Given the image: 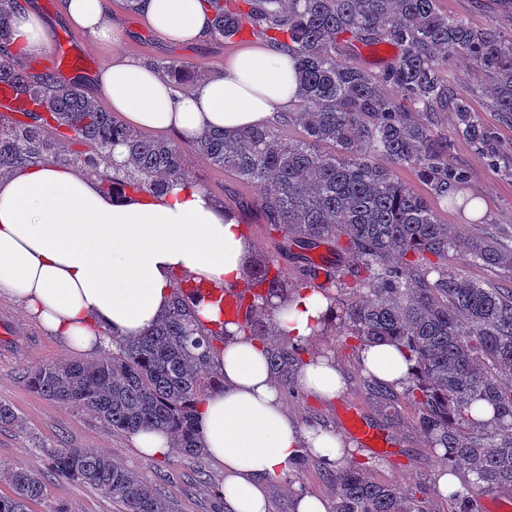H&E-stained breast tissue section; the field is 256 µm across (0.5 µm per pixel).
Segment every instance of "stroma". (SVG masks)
Masks as SVG:
<instances>
[{"label": "stroma", "mask_w": 512, "mask_h": 512, "mask_svg": "<svg viewBox=\"0 0 512 512\" xmlns=\"http://www.w3.org/2000/svg\"><path fill=\"white\" fill-rule=\"evenodd\" d=\"M107 4L111 12L120 15L129 31L122 53L153 64L177 59L207 76L221 70L225 58L241 45L254 40L253 35L247 33L229 40L214 36L201 46L172 47L140 25L127 0H107ZM440 7L473 25L494 27L503 39L512 38V11L502 9L498 0H440ZM450 77L454 93L470 97L483 121L496 129L500 154L504 161H511L512 123L502 122L481 96L483 72L468 59L460 58L453 63ZM452 154L454 164L470 175V191L478 198L483 221L466 223L449 209L441 211V220L466 239L488 233L505 238L512 236V177L490 167L464 142H455ZM185 167L216 201L239 212L255 252L277 256L267 226L252 205L256 197L254 188L239 183L231 174L212 169L193 153L186 154ZM2 314L24 328L25 333L9 339L8 353L0 352V402L9 404L23 419L25 427L0 429V465L42 470L46 467L47 449L70 446L102 450L128 468L160 483L174 498L178 512H210L218 473H211L210 483L198 484L194 480L199 467L196 460L176 453L163 462L137 455L131 447L129 434L107 431L91 415L49 400L28 388L21 379L28 366L63 358L66 351L58 338L46 335L27 321L15 305L0 300ZM336 363L348 376L346 392L329 403L315 402L302 393L284 396L283 405L288 413L298 423L320 422L340 432L344 429L343 409H357L370 425L386 436L390 449L381 455L353 439L349 445L355 458L371 462L372 473L378 480L402 487L420 483L435 488L439 466L415 425L413 409L401 407L398 417L387 418L373 401L351 350L338 349ZM59 503L65 505L67 512H118L110 499L93 488L76 485L62 476L47 477L45 496L33 504L32 512H51Z\"/></svg>", "instance_id": "35a3bbf8"}]
</instances>
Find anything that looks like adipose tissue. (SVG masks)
<instances>
[{
	"mask_svg": "<svg viewBox=\"0 0 512 512\" xmlns=\"http://www.w3.org/2000/svg\"><path fill=\"white\" fill-rule=\"evenodd\" d=\"M136 7L144 26L171 45H198L212 32L205 0H137ZM60 13L74 32L107 50L95 93L132 129L171 132L185 144L210 129L231 137L273 123L296 98L292 58L267 43L242 46L222 70L183 89L120 53L128 30L106 0H60ZM12 27L10 52L20 58L42 54L53 33L36 0H23ZM252 250L240 218L191 184L112 195L97 176L41 159L0 176V299L83 358L110 350L113 339L150 332L183 282L208 294L194 306L195 327L220 330L210 298L246 288ZM329 313L328 300L306 289L279 304L274 320L307 344ZM219 348L218 383L196 404L205 458L223 476L217 494L226 512H271L272 481H292L304 456L333 469L345 465L346 442L284 412L266 340L234 331ZM359 357L366 376L398 389L414 366L392 343L364 346ZM298 384L330 402L346 391L347 378L335 361L310 354Z\"/></svg>",
	"mask_w": 512,
	"mask_h": 512,
	"instance_id": "ef3b65f1",
	"label": "adipose tissue"
}]
</instances>
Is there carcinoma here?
<instances>
[{"mask_svg":"<svg viewBox=\"0 0 512 512\" xmlns=\"http://www.w3.org/2000/svg\"><path fill=\"white\" fill-rule=\"evenodd\" d=\"M214 35L231 39L249 28L288 51L294 60L297 101L285 122L233 138L209 131L181 147L129 130L79 84L0 61L17 118L0 121V173L35 158H49L102 176L106 149L129 148L127 169L112 189L138 193L169 180L186 181L184 154L192 152L257 190L253 206L279 240V253L303 260L290 282L275 260H248V287L233 312L224 297L211 301L240 329L274 337L270 364L291 390L307 349L275 329L274 298L302 289L320 292L336 310L316 336H334L352 350L380 342L400 345L415 373L395 391L370 382L377 407L393 417L400 403L417 410V428L439 463L463 471L448 512H478L479 494H512V287L495 288L448 272V253L495 268L512 282V245L494 238L460 239L442 223L433 200L461 215L477 212L467 173L451 163L453 141L433 122V110L454 113V133L488 165L501 164L496 131L466 97L454 93L447 69L458 55L488 75L481 96L512 121V40L448 16L439 0H206ZM19 0H0V54H9ZM393 45L397 53L369 67L361 49ZM180 86L201 73L178 60L159 64ZM301 135L288 136L289 127ZM78 143L81 150L62 145ZM406 165L429 186L426 197L401 184L393 170ZM329 243L336 260L306 252ZM200 287H179L172 311L148 334L121 340L93 359L62 358L32 366L25 384L42 396L86 412L112 432L168 428L175 447L200 459L195 403L217 383L210 359L216 331L194 335L189 302ZM489 422L475 418L484 405ZM22 428L0 402V428ZM48 473L90 486L122 512H176L163 488L112 456L85 448H55ZM332 487L330 512H432L423 485L404 491L382 483L361 463L324 470ZM47 473L0 469L10 493L0 512H30L45 496Z\"/></svg>","mask_w":512,"mask_h":512,"instance_id":"carcinoma-1","label":"carcinoma"}]
</instances>
